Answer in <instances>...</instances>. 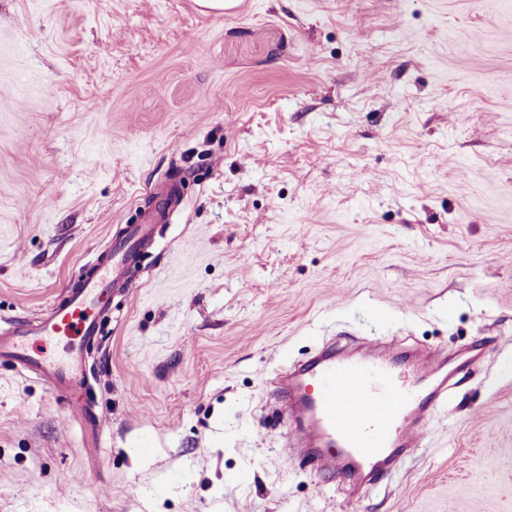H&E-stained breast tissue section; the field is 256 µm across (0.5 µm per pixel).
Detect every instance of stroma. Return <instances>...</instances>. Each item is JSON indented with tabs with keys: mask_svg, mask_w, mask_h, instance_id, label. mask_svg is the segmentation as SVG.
<instances>
[{
	"mask_svg": "<svg viewBox=\"0 0 512 512\" xmlns=\"http://www.w3.org/2000/svg\"><path fill=\"white\" fill-rule=\"evenodd\" d=\"M164 180L88 350L99 452L0 362V512H512V0H0V326ZM373 336L456 385L355 492L271 382Z\"/></svg>",
	"mask_w": 512,
	"mask_h": 512,
	"instance_id": "1",
	"label": "stroma"
}]
</instances>
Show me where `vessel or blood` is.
<instances>
[{"instance_id":"b4317fda","label":"vessel or blood","mask_w":512,"mask_h":512,"mask_svg":"<svg viewBox=\"0 0 512 512\" xmlns=\"http://www.w3.org/2000/svg\"><path fill=\"white\" fill-rule=\"evenodd\" d=\"M159 209L147 212L127 237L96 259L91 276L65 289L49 313L34 322L0 329V362L40 379L50 392L64 396L86 387L85 347L100 334L106 295L122 284L129 255L154 237L164 218L162 205L174 200L175 187L156 183ZM65 340V353L50 357L40 340ZM400 353L384 338L367 340L363 350L324 349L293 371L280 372L274 399L290 426L291 451L317 470H343L365 477L424 438V421L436 404L447 401L448 383L422 386L398 364Z\"/></svg>"}]
</instances>
